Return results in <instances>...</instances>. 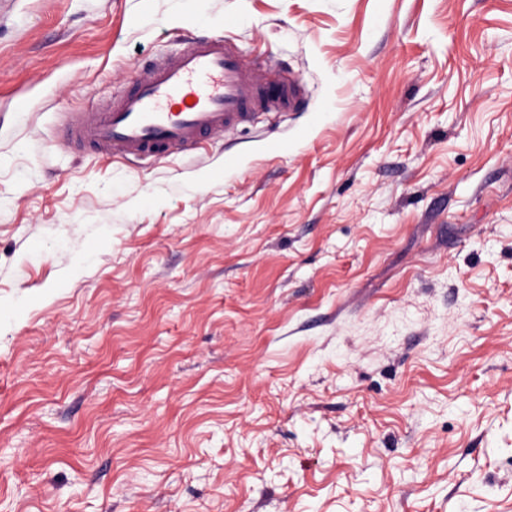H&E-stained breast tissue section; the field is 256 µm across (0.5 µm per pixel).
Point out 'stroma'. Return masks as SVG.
Instances as JSON below:
<instances>
[{"mask_svg":"<svg viewBox=\"0 0 512 512\" xmlns=\"http://www.w3.org/2000/svg\"><path fill=\"white\" fill-rule=\"evenodd\" d=\"M204 35L297 108L68 143ZM0 309V512H512V0H13Z\"/></svg>","mask_w":512,"mask_h":512,"instance_id":"1","label":"stroma"}]
</instances>
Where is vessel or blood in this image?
I'll return each mask as SVG.
<instances>
[{
	"label": "vessel or blood",
	"instance_id": "b4317fda",
	"mask_svg": "<svg viewBox=\"0 0 512 512\" xmlns=\"http://www.w3.org/2000/svg\"><path fill=\"white\" fill-rule=\"evenodd\" d=\"M302 93L299 78L250 65L223 37L201 36L149 63L108 108L78 113L65 136L106 156L160 159L225 137L256 111L292 109Z\"/></svg>",
	"mask_w": 512,
	"mask_h": 512
}]
</instances>
